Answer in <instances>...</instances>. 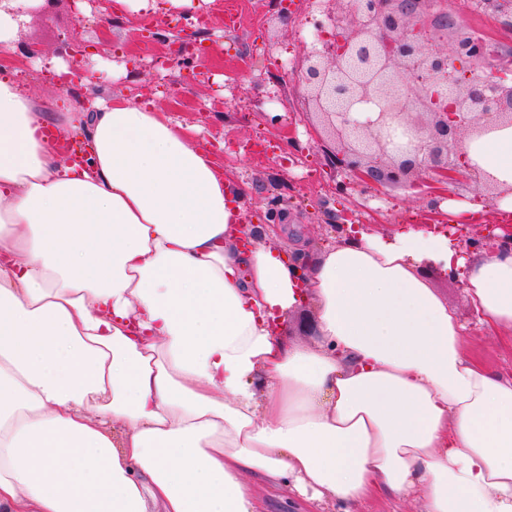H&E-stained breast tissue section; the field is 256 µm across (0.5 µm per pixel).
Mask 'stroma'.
<instances>
[{
    "instance_id": "35a3bbf8",
    "label": "stroma",
    "mask_w": 512,
    "mask_h": 512,
    "mask_svg": "<svg viewBox=\"0 0 512 512\" xmlns=\"http://www.w3.org/2000/svg\"><path fill=\"white\" fill-rule=\"evenodd\" d=\"M242 2L247 20L228 31L218 0H193L192 10L202 11L206 23L187 38L180 32L184 21L177 10L130 22L124 13L106 14L100 0H43L19 34L18 79L37 102L58 112L75 111L84 85L61 90L50 69L55 60L71 62L70 43L82 40L89 46L82 65L100 76L95 97L135 96L192 127L198 146L216 158L225 180L242 189L250 223H267L269 199L282 198L285 216L268 241L295 258L314 262L327 243L338 239L334 222L343 213L384 233L430 219L447 223L446 212L431 210L426 199L403 186L378 195L339 190L345 175L314 138L316 118L297 77L310 48L311 9L283 22L275 0ZM448 11L457 26L481 31L495 53L512 52V30L490 14L473 11L472 0H450ZM187 39L196 44L195 54L176 68H164V60ZM231 70L244 77L228 85L224 75ZM259 141L269 143L267 153L251 151ZM445 195L479 199L478 225L498 223V197L483 189L474 172L463 171ZM421 276L468 326L464 355L512 378V333L476 326L460 280L436 267L423 268ZM256 488L266 512H341L338 502H310L284 484L260 482Z\"/></svg>"
}]
</instances>
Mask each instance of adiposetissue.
<instances>
[{
	"mask_svg": "<svg viewBox=\"0 0 512 512\" xmlns=\"http://www.w3.org/2000/svg\"><path fill=\"white\" fill-rule=\"evenodd\" d=\"M41 2L0 0V512H264L255 477L512 512V378L463 355L418 274L440 266L480 325L512 332V247L349 228L304 276L241 251L237 187L170 115L116 98L77 120L22 92ZM48 123L79 124L86 165ZM465 148L512 214V125ZM306 298L312 344L270 326Z\"/></svg>",
	"mask_w": 512,
	"mask_h": 512,
	"instance_id": "ef3b65f1",
	"label": "adipose tissue"
}]
</instances>
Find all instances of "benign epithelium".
<instances>
[{
    "instance_id": "7a95c632",
    "label": "benign epithelium",
    "mask_w": 512,
    "mask_h": 512,
    "mask_svg": "<svg viewBox=\"0 0 512 512\" xmlns=\"http://www.w3.org/2000/svg\"><path fill=\"white\" fill-rule=\"evenodd\" d=\"M320 0L316 28L331 32L305 57L310 113L347 175L340 190L422 189L423 174L454 182L467 139L512 124V59L486 63L484 45L457 28L452 53L426 46L430 26H454L447 0ZM368 107L376 118L352 113Z\"/></svg>"
}]
</instances>
